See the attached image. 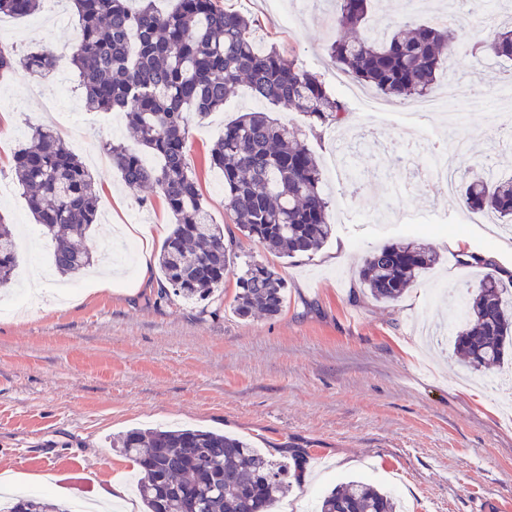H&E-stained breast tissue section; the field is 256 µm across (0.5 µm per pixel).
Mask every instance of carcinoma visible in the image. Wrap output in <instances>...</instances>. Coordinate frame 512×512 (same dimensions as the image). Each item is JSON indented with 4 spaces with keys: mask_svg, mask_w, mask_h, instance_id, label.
Returning <instances> with one entry per match:
<instances>
[{
    "mask_svg": "<svg viewBox=\"0 0 512 512\" xmlns=\"http://www.w3.org/2000/svg\"><path fill=\"white\" fill-rule=\"evenodd\" d=\"M79 33L72 55L84 108L120 112L136 146L107 141L102 149L131 189L158 190L174 223L158 255V270L173 295L205 300L235 264L234 237L212 224L187 161L191 115L224 107L241 81L269 108H292L315 130L341 124L346 102L321 77L274 47L261 48L256 20L222 0H177L161 14L154 0H72ZM338 36L327 52L356 81L386 99L428 96L449 58L463 49L475 59L491 53L512 61V26L489 42H459L445 26L407 21L358 36L375 0H336ZM40 0H0V14L23 17ZM21 67L33 76L57 68L37 47L17 58L0 45V69ZM30 145L13 158L29 210L54 241L53 259L64 275L93 264L81 240L97 221L98 193L88 167L50 126L30 130ZM151 154L157 165L146 164ZM224 173V200L239 232L282 258L320 249L332 236L329 199L319 162L296 131L264 111L247 112L224 126L210 149ZM467 209L512 220V177L483 171L462 177ZM18 255L11 225L0 219V288L9 286ZM436 256L414 242L387 244L369 254L359 280L376 301L398 300ZM233 308L241 319L278 318L286 284L266 264L249 262L238 276ZM491 272L466 304L467 320L455 350L475 370L512 360V297ZM138 467L146 512H271L288 485V464L274 463L242 439L192 428L132 429L113 442ZM8 512H70L41 496L16 497ZM320 512H396L379 487L352 479L332 489Z\"/></svg>",
    "mask_w": 512,
    "mask_h": 512,
    "instance_id": "carcinoma-1",
    "label": "carcinoma"
}]
</instances>
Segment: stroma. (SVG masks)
Returning <instances> with one entry per match:
<instances>
[{
    "label": "stroma",
    "instance_id": "35a3bbf8",
    "mask_svg": "<svg viewBox=\"0 0 512 512\" xmlns=\"http://www.w3.org/2000/svg\"><path fill=\"white\" fill-rule=\"evenodd\" d=\"M443 0H378L376 21L404 18L444 22ZM258 19L267 43L333 84L340 69L325 51L336 35L335 0H223ZM78 18L68 0L16 18L0 15V41L25 54L51 47L55 76L29 94L23 70L0 72V218L14 225L19 265L13 287L0 291L10 306L0 314V480L13 477L42 488L52 473L54 493H89L117 481L133 487L134 465L112 439L142 426L191 427L249 440L268 458L287 462L291 482L273 512H317L339 482L362 478L393 492L399 512H512V365L478 372L453 350L460 302L487 268L512 266V229L473 213L459 195L423 183L425 155L406 154L408 139L446 146L449 133L471 149L458 167L492 163L512 174V150L496 140L512 99L497 93L512 64L452 57L434 96L457 85L487 98L464 109L457 125L444 113L404 122L403 101L378 113L351 107L347 128L361 132V179L356 189L330 194L332 237L310 255L282 258L257 240L237 236L235 270L210 299L164 293L157 267L142 270L140 249L126 251L117 225L150 224L159 252L171 215L151 186L126 187L116 169L94 167L97 224L83 245L92 256L112 251L110 290H99V267L76 275L56 272L52 243L39 235L14 179L13 154L32 127L51 125L82 160L103 142H129L117 112H89L74 88L71 65ZM247 85L223 109L192 117L188 159L214 223L233 228L224 207V176L209 149L227 122L263 110ZM277 118L297 129L320 164L335 145L333 126L310 130L306 118L281 108ZM404 191L389 196L385 182ZM414 240L437 257L397 301L365 294L358 270L390 242ZM484 262L464 263V255ZM274 268L287 285L274 320H242L232 309L236 274L246 263ZM44 293L34 296L32 283Z\"/></svg>",
    "mask_w": 512,
    "mask_h": 512
}]
</instances>
